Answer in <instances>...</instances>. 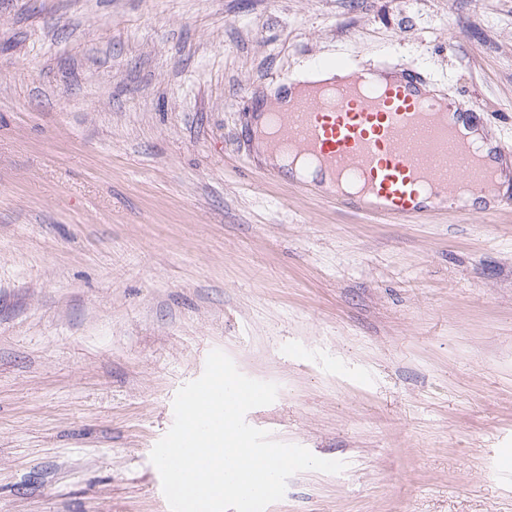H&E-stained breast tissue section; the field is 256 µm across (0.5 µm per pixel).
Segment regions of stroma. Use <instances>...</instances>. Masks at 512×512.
<instances>
[{"mask_svg":"<svg viewBox=\"0 0 512 512\" xmlns=\"http://www.w3.org/2000/svg\"><path fill=\"white\" fill-rule=\"evenodd\" d=\"M416 64L512 143V0H0V512H170L222 350L338 474L271 512H512V208L380 224L264 180L255 104Z\"/></svg>","mask_w":512,"mask_h":512,"instance_id":"35a3bbf8","label":"stroma"}]
</instances>
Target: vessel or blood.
Here are the masks:
<instances>
[{
  "mask_svg": "<svg viewBox=\"0 0 512 512\" xmlns=\"http://www.w3.org/2000/svg\"><path fill=\"white\" fill-rule=\"evenodd\" d=\"M337 75L321 89L291 95L265 118L272 151L294 152L317 170L298 180L307 194L384 224H421L438 211H469L490 194L489 212L512 205L499 174L512 146L473 145L463 125L482 122V104L456 112L424 91L414 65L392 70L353 59L321 62Z\"/></svg>",
  "mask_w": 512,
  "mask_h": 512,
  "instance_id": "obj_1",
  "label": "vessel or blood"
}]
</instances>
